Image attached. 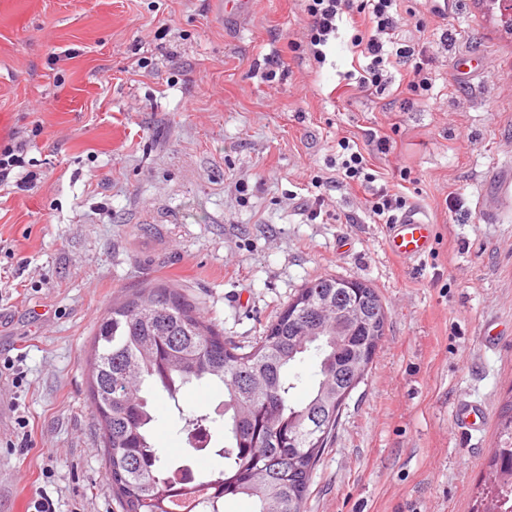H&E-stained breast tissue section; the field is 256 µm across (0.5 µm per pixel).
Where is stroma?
Instances as JSON below:
<instances>
[{
    "instance_id": "obj_1",
    "label": "stroma",
    "mask_w": 512,
    "mask_h": 512,
    "mask_svg": "<svg viewBox=\"0 0 512 512\" xmlns=\"http://www.w3.org/2000/svg\"><path fill=\"white\" fill-rule=\"evenodd\" d=\"M399 6L385 48L426 59L420 97L395 62L383 93L348 86L368 63L348 23L317 61L303 0L237 20L222 0H0V146L25 145L0 184V362L22 373L0 377V512L42 487L58 512H121L86 368L113 300L164 280L247 346L320 276L366 281L388 321L306 512H470L512 394V34L477 0ZM346 138L432 224L421 259L339 185ZM223 399L155 390L162 456ZM464 401L482 431L455 426Z\"/></svg>"
}]
</instances>
